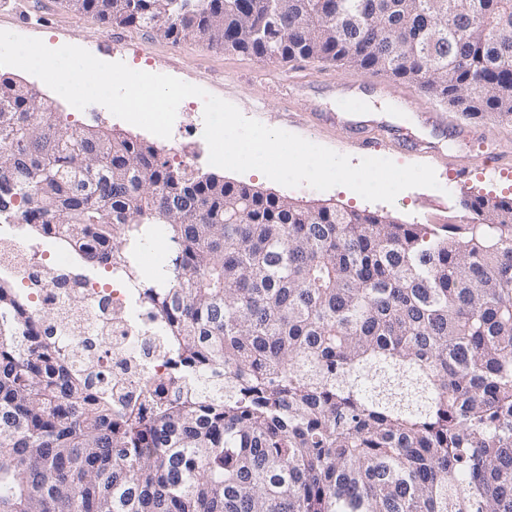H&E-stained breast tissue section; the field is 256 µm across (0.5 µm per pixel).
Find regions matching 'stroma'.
<instances>
[{
  "instance_id": "35a3bbf8",
  "label": "stroma",
  "mask_w": 512,
  "mask_h": 512,
  "mask_svg": "<svg viewBox=\"0 0 512 512\" xmlns=\"http://www.w3.org/2000/svg\"><path fill=\"white\" fill-rule=\"evenodd\" d=\"M0 30L23 32L25 36L41 39L52 49L77 45L106 62L120 61L134 70L177 77L234 104L245 117L297 134L355 161L363 153L348 127L340 124L313 134L305 122L292 120V113L332 112L336 109L337 96L356 92L369 96L378 106L376 126L392 128L403 138L430 140L443 156L454 159L469 150L467 143L448 134L446 127L450 124L473 125L483 149L512 155V121L468 120L414 83L394 79L385 72L352 73L310 58L272 62L213 48L201 37L175 43L145 28L105 26L94 15L70 10L66 0H0ZM0 73L34 87L43 97L53 100L62 125L69 129L108 126L159 150L167 144L166 139L115 117L103 105L74 108L39 78L21 69L5 66L0 68ZM381 155L401 166L417 163L433 166L439 189H407L389 204L367 201L344 186L326 191L306 185L287 188L256 170L217 171L205 159L200 160L198 168L203 172H218L224 180L248 184L304 204L374 211L401 224H467L473 214L464 205L466 199L476 195L512 198V175L492 182L476 176L467 188L461 189L450 180L447 168L431 156L408 153L394 146L382 150Z\"/></svg>"
}]
</instances>
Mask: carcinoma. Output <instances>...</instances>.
Instances as JSON below:
<instances>
[{
    "instance_id": "cac0c4a2",
    "label": "carcinoma",
    "mask_w": 512,
    "mask_h": 512,
    "mask_svg": "<svg viewBox=\"0 0 512 512\" xmlns=\"http://www.w3.org/2000/svg\"><path fill=\"white\" fill-rule=\"evenodd\" d=\"M109 26L415 82L512 121V0H68ZM399 224L70 130L0 75V212L141 288L177 357L143 415L0 283V512H512V198ZM175 244L151 275L132 251Z\"/></svg>"
}]
</instances>
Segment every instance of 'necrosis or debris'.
Listing matches in <instances>:
<instances>
[{
	"mask_svg": "<svg viewBox=\"0 0 512 512\" xmlns=\"http://www.w3.org/2000/svg\"><path fill=\"white\" fill-rule=\"evenodd\" d=\"M77 257V250L68 247L63 236L31 235L20 212H0V280L25 285L41 336L54 340L63 353L77 347L93 352L110 346L112 356L98 370L96 389H110L138 406H147L156 379L171 373L173 351L158 346L160 322L125 278L113 275L105 288L84 279L80 291L87 304L68 325L41 318L43 311L61 305L66 294L65 289L43 281L45 260L63 269Z\"/></svg>",
	"mask_w": 512,
	"mask_h": 512,
	"instance_id": "4bbe7bcc",
	"label": "necrosis or debris"
}]
</instances>
